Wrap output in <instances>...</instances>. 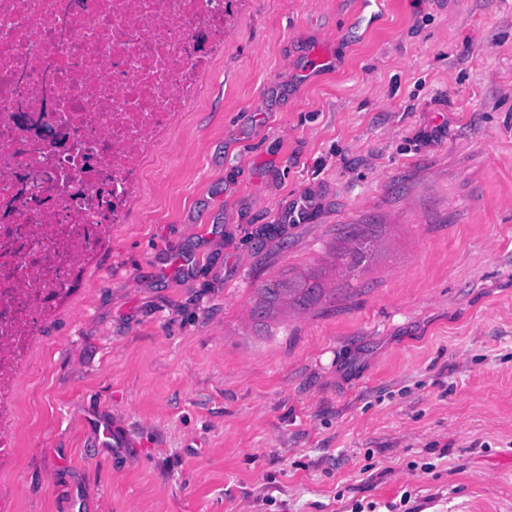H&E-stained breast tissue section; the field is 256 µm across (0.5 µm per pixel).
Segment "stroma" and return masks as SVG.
<instances>
[{
	"label": "stroma",
	"instance_id": "obj_1",
	"mask_svg": "<svg viewBox=\"0 0 512 512\" xmlns=\"http://www.w3.org/2000/svg\"><path fill=\"white\" fill-rule=\"evenodd\" d=\"M226 28L39 329L17 512H512V0ZM300 274L320 299L257 326ZM351 239L353 246L347 253L341 252L337 256L347 272L355 271L379 250L378 245H374L372 241H366L364 236L355 230L351 231Z\"/></svg>",
	"mask_w": 512,
	"mask_h": 512
}]
</instances>
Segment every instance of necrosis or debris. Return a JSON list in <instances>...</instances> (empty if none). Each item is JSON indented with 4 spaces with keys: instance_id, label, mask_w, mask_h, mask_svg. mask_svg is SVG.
<instances>
[{
    "instance_id": "obj_1",
    "label": "necrosis or debris",
    "mask_w": 512,
    "mask_h": 512,
    "mask_svg": "<svg viewBox=\"0 0 512 512\" xmlns=\"http://www.w3.org/2000/svg\"><path fill=\"white\" fill-rule=\"evenodd\" d=\"M226 0H0V472L18 461L17 381L87 244L127 221L156 137L226 33ZM48 113L59 147L16 123Z\"/></svg>"
}]
</instances>
